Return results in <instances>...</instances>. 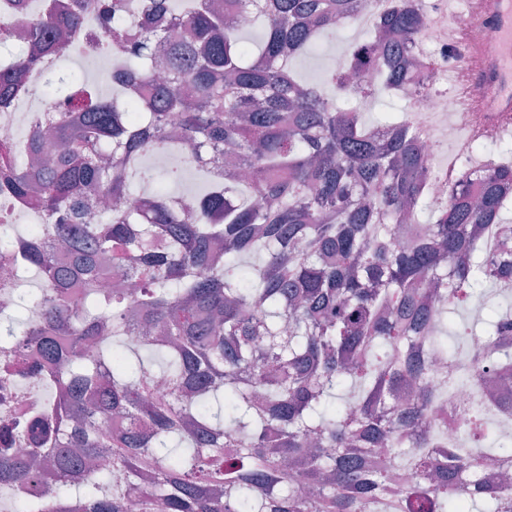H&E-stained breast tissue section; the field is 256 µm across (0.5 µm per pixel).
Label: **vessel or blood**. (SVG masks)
Wrapping results in <instances>:
<instances>
[{
    "label": "vessel or blood",
    "instance_id": "obj_1",
    "mask_svg": "<svg viewBox=\"0 0 512 512\" xmlns=\"http://www.w3.org/2000/svg\"><path fill=\"white\" fill-rule=\"evenodd\" d=\"M472 17L488 27L480 44L459 43L461 77L489 122L512 135V0H471Z\"/></svg>",
    "mask_w": 512,
    "mask_h": 512
}]
</instances>
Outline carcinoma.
Returning a JSON list of instances; mask_svg holds the SVG:
<instances>
[{
  "label": "carcinoma",
  "mask_w": 512,
  "mask_h": 512,
  "mask_svg": "<svg viewBox=\"0 0 512 512\" xmlns=\"http://www.w3.org/2000/svg\"><path fill=\"white\" fill-rule=\"evenodd\" d=\"M226 2L264 29L260 42L211 0H100L99 31L79 51L119 58L101 78L112 94L62 77V111L32 130L38 149L53 132L47 160L5 163L0 148V194L45 218L0 239L3 252L26 246L12 286L23 271L49 274L0 353L39 338L57 364L45 384L59 390L52 415L0 430V501L9 512H462L484 499L512 512L508 473L495 488L459 482L486 451H423L435 437L426 389L396 411L390 395L424 384L430 357L451 366L465 355L428 311L512 280V252L491 269L478 244L481 226L500 222L512 161L478 170L473 197L450 183L449 201L418 223L428 166L410 120L371 130L290 68L357 0ZM81 23L78 0H46L28 48L0 63V109L44 57L73 49L65 35ZM422 23L419 8L391 0L327 83L346 94L352 81L361 98L409 93ZM176 147L211 152L206 172L221 150L240 156L249 176L227 161L182 221L172 196L133 189L154 179L143 154ZM136 194L142 210H100L82 228L98 199ZM54 239L67 245L59 267ZM134 319L150 332L137 345L126 341ZM483 333L512 367V317L491 315ZM143 350L166 357L162 370ZM114 415L125 432L112 433ZM384 445L395 458L414 449L417 481L402 501L389 497ZM34 484L41 502L25 493Z\"/></svg>",
  "instance_id": "carcinoma-1"
}]
</instances>
